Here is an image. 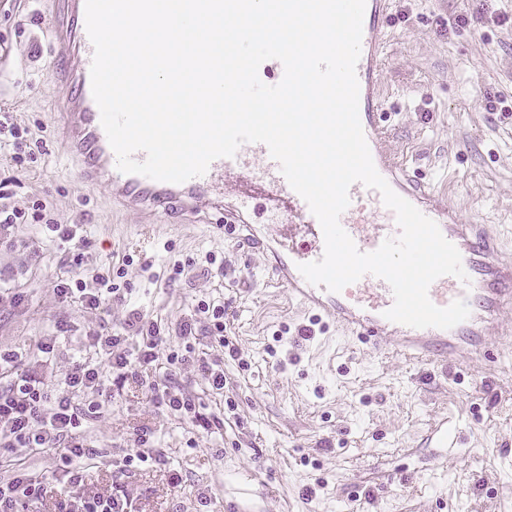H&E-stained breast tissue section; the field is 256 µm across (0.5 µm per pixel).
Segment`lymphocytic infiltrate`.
Returning <instances> with one entry per match:
<instances>
[{"label": "lymphocytic infiltrate", "mask_w": 512, "mask_h": 512, "mask_svg": "<svg viewBox=\"0 0 512 512\" xmlns=\"http://www.w3.org/2000/svg\"><path fill=\"white\" fill-rule=\"evenodd\" d=\"M55 294L97 311L111 300L122 299L117 282L104 288H90L82 281H59ZM137 340L136 357H128V340ZM95 356L77 362L66 374L60 389L50 388L43 377L25 368V356L16 350H0V370L9 372L10 384L0 390V446L4 448H44L61 444L59 468L64 484L73 486L82 480L81 462L92 459L94 452L85 441L75 437L82 413L74 402L75 394L102 392L104 372H111L113 384L123 387L127 381L141 380L143 373L153 370L158 348L163 342L161 329L155 322L145 321L139 313H131L121 331H95L88 336Z\"/></svg>", "instance_id": "1"}]
</instances>
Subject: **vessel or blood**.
I'll list each match as a JSON object with an SVG mask.
<instances>
[{
    "mask_svg": "<svg viewBox=\"0 0 512 512\" xmlns=\"http://www.w3.org/2000/svg\"><path fill=\"white\" fill-rule=\"evenodd\" d=\"M391 6V0H366L361 55L356 66L359 116L377 171L398 195L433 220L461 254L467 281L443 276L428 291L430 300L439 307L465 300L470 315L453 328L416 329L386 319L384 313L394 302L393 294L385 280L371 274L338 292L307 282L298 267L322 258L323 231L265 144H242L234 157L214 160L205 175L181 184L120 172L92 96L93 46L85 26V0H55L50 24L55 55L51 76L66 89L61 114L66 150L78 162L80 179L105 185L114 206L155 219L172 213L196 216L214 210L219 218L212 227L224 235L254 233L249 222L254 209L249 200L238 196L236 186L227 179L233 171L253 173L288 201V235L272 236L274 260L267 265L268 274L286 288L291 299L311 312L314 322L336 323L374 348L437 368L447 367L452 360L483 367L494 357L488 337L502 328L505 309H512V258L504 253L497 235L485 225L463 221L388 148L378 58L389 37ZM368 193L363 184H353L349 189L350 204L339 219L357 248L365 253L400 234L394 212L388 211L383 202H376L375 209L385 214V221L364 217L363 201Z\"/></svg>",
    "mask_w": 512,
    "mask_h": 512,
    "instance_id": "b4317fda",
    "label": "vessel or blood"
}]
</instances>
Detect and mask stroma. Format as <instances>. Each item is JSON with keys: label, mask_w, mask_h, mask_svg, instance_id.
<instances>
[{"label": "stroma", "mask_w": 512, "mask_h": 512, "mask_svg": "<svg viewBox=\"0 0 512 512\" xmlns=\"http://www.w3.org/2000/svg\"><path fill=\"white\" fill-rule=\"evenodd\" d=\"M394 2L380 86L389 149L512 255V0ZM53 8L0 0V114L35 135L24 165L0 147V204L30 213L40 203L49 218L0 230V348L28 351V369L57 385L89 357L87 333L120 328L135 310L166 338L158 376L213 418L199 431L126 383L79 430L98 452L81 494L121 487L135 512H512V343L490 339L495 361L449 381L333 324L300 338L309 316L269 282L260 253L198 216L146 224L113 208L105 186L79 180L57 134L65 91L50 78ZM57 223L79 225L81 241L61 242ZM127 255L132 291L104 311L54 295L73 276L96 287ZM176 263L185 271L173 281ZM202 300L223 305L224 336L196 314ZM192 316L196 353L224 364L223 394L166 362L183 351L176 329ZM47 336L56 343L46 358L37 345ZM224 337L238 360L225 358ZM140 449L150 462L125 468ZM59 452L0 447V479L24 467L44 480L25 512H59Z\"/></svg>", "instance_id": "stroma-1"}]
</instances>
